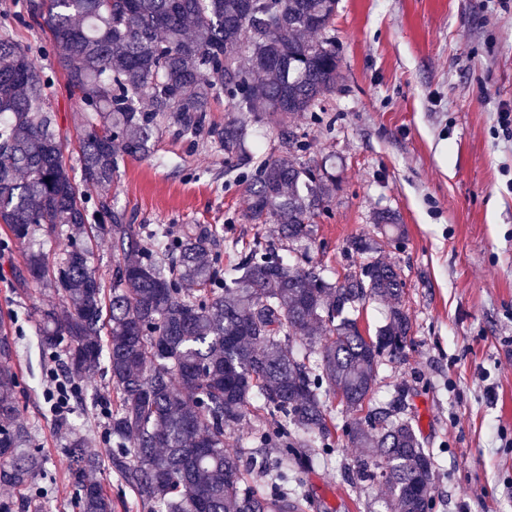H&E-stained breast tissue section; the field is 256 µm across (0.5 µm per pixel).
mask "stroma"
I'll use <instances>...</instances> for the list:
<instances>
[{"instance_id": "obj_1", "label": "stroma", "mask_w": 512, "mask_h": 512, "mask_svg": "<svg viewBox=\"0 0 512 512\" xmlns=\"http://www.w3.org/2000/svg\"><path fill=\"white\" fill-rule=\"evenodd\" d=\"M52 72L47 104L80 166L82 119L46 37L16 25ZM325 35L336 44L343 80L318 112L293 115L303 161L336 177L328 212L316 220L310 259L325 277L343 279L363 258L348 240H374L399 267L412 330L403 353L384 358L371 404L405 390L404 415L433 460L434 512H512V138L497 114L512 106V0H339ZM253 158L279 153L277 130L262 109L247 115ZM95 195L116 197L131 223L163 224L173 235L219 225L225 234L286 248L278 225L254 229L250 198L227 179L224 153L211 137L164 130L149 158L123 157L114 183ZM396 215L401 240L382 234L378 213ZM19 250L0 254V320L12 326L20 418L44 468L28 487L0 490V501L37 496L43 512H78L68 481L72 435L102 441L106 419L72 403L68 427L44 398L52 367L35 330L36 312L61 308L53 289L19 285ZM337 427L331 465L312 461L301 474L306 512H394L385 489L355 475L362 454Z\"/></svg>"}]
</instances>
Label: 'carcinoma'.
<instances>
[{
    "label": "carcinoma",
    "mask_w": 512,
    "mask_h": 512,
    "mask_svg": "<svg viewBox=\"0 0 512 512\" xmlns=\"http://www.w3.org/2000/svg\"><path fill=\"white\" fill-rule=\"evenodd\" d=\"M338 0H29L28 14L50 34L51 53L82 113L81 178L64 161V136L46 109L52 77L29 46L0 26V224L23 254L20 284L48 285L65 307L37 321L42 348L70 377L71 399L104 407L93 383L112 384L110 440L101 448L74 436L70 470L79 512H115L112 496L87 476L108 463L146 512H301L300 474L332 448L330 395L365 415L345 425L366 449L357 475L381 483L398 512H432L430 454L402 417L404 391L366 406L386 355L410 340L404 282L370 242L367 256L331 282L314 266L290 264L257 231L231 240L238 262L224 269L223 229L171 237L163 225L128 222L115 199L88 189L114 182L120 157H147L168 124L182 136L203 132L224 162L245 153L247 128L232 116L206 127L207 104L224 97L233 112L258 103L279 128L281 151L240 175L251 197L245 219L278 224L288 248L306 254L313 220L327 210L336 178L298 161L288 118L315 112L342 80L326 30ZM100 215L106 224H94ZM391 238L400 225L382 212ZM56 239L70 231L54 263L31 246L34 229ZM109 233L111 289L91 263V235ZM196 288L184 287V282ZM370 299L390 304L376 336L349 312ZM13 347L0 324V484L24 488L43 468L19 420ZM254 421L248 445L230 451L232 431ZM261 448H278L270 457ZM265 475L258 492L250 475Z\"/></svg>",
    "instance_id": "cac0c4a2"
}]
</instances>
